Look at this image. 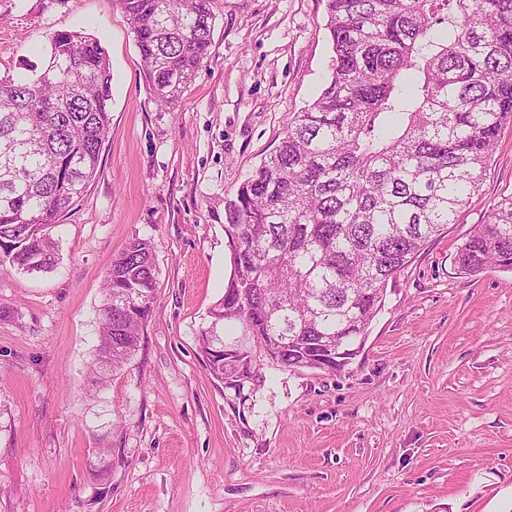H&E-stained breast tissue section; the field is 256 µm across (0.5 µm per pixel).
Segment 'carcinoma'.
<instances>
[{
  "mask_svg": "<svg viewBox=\"0 0 512 512\" xmlns=\"http://www.w3.org/2000/svg\"><path fill=\"white\" fill-rule=\"evenodd\" d=\"M161 106L194 81L211 46V0H118ZM330 77L255 172L224 196L232 274L200 350L225 379L244 354L235 321L285 368L311 348L365 336L386 287L479 194L512 125V0H326ZM112 66L95 36L51 39L46 67L0 78V269L57 264L51 229L88 191L111 126ZM458 272L512 270V196L476 224ZM156 289L135 239L104 276L98 357L133 356Z\"/></svg>",
  "mask_w": 512,
  "mask_h": 512,
  "instance_id": "obj_1",
  "label": "carcinoma"
}]
</instances>
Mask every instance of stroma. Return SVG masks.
Masks as SVG:
<instances>
[{"mask_svg": "<svg viewBox=\"0 0 512 512\" xmlns=\"http://www.w3.org/2000/svg\"><path fill=\"white\" fill-rule=\"evenodd\" d=\"M211 5L208 54L163 108L118 0H0V77L44 67L60 32L100 38L112 65L111 130L54 232L56 266L0 271V512H512V270L455 266L512 195V126L346 367L285 368L231 322L248 369L218 380L200 351L232 269L215 206L321 93L331 50L325 0ZM136 239L152 246V312L104 376L103 277Z\"/></svg>", "mask_w": 512, "mask_h": 512, "instance_id": "obj_1", "label": "stroma"}]
</instances>
